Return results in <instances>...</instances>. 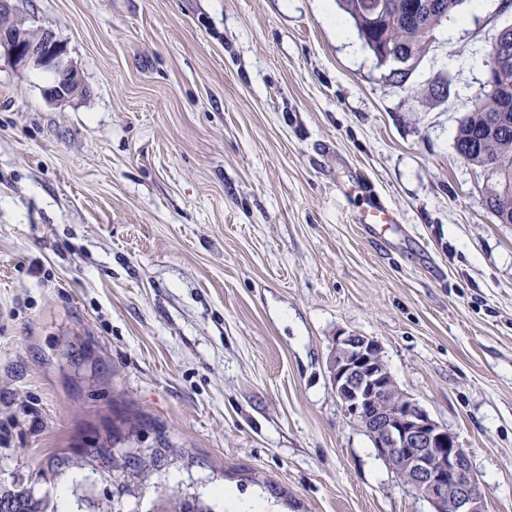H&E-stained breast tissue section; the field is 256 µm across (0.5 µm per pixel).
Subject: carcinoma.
Listing matches in <instances>:
<instances>
[{
    "instance_id": "obj_1",
    "label": "carcinoma",
    "mask_w": 512,
    "mask_h": 512,
    "mask_svg": "<svg viewBox=\"0 0 512 512\" xmlns=\"http://www.w3.org/2000/svg\"><path fill=\"white\" fill-rule=\"evenodd\" d=\"M363 40L375 41L402 58H420L443 21L456 14L464 0H336ZM458 154L488 172L487 205L497 221L512 224V93H496L473 106L461 120L455 139ZM14 503L15 512H46L44 499L27 490L0 486V503ZM154 512H213L204 501L162 499Z\"/></svg>"
}]
</instances>
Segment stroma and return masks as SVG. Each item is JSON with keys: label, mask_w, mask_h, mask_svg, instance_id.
<instances>
[{"label": "stroma", "mask_w": 512, "mask_h": 512, "mask_svg": "<svg viewBox=\"0 0 512 512\" xmlns=\"http://www.w3.org/2000/svg\"><path fill=\"white\" fill-rule=\"evenodd\" d=\"M18 9L81 86L0 54V484L47 512H433L332 388L353 331L512 512V224L454 147L512 8L465 0L401 85L335 0ZM358 185L397 229L356 222ZM154 512H213L210 505L197 498L162 499L155 503Z\"/></svg>", "instance_id": "stroma-1"}]
</instances>
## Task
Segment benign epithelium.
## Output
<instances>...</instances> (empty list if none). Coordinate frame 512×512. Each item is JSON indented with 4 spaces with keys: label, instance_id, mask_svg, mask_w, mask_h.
<instances>
[{
    "label": "benign epithelium",
    "instance_id": "obj_1",
    "mask_svg": "<svg viewBox=\"0 0 512 512\" xmlns=\"http://www.w3.org/2000/svg\"><path fill=\"white\" fill-rule=\"evenodd\" d=\"M0 50L18 66L51 71L55 79L45 88L51 100L68 99L80 88L78 72L66 60L67 45L46 26L31 34L0 25ZM329 373L346 414L367 433L377 456L434 512H486L481 482L467 450L455 433L398 388L378 339L337 335Z\"/></svg>",
    "mask_w": 512,
    "mask_h": 512
}]
</instances>
